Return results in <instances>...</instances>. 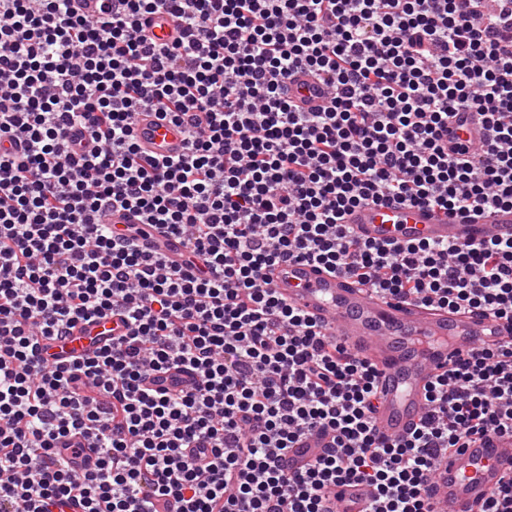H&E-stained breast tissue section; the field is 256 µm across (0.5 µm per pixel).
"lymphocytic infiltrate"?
<instances>
[{
  "mask_svg": "<svg viewBox=\"0 0 512 512\" xmlns=\"http://www.w3.org/2000/svg\"><path fill=\"white\" fill-rule=\"evenodd\" d=\"M494 2L0 0V512H329L352 485L373 491L362 512H438L441 459L512 436V344L456 360L386 438L376 370L266 275L311 261L512 323V239L372 243L342 222L385 201L512 207V0ZM161 11L169 44L141 25ZM299 70L327 106L284 97ZM145 109L184 154L143 155ZM461 111L480 146L443 143ZM109 209L178 236L183 262L111 234ZM110 315L109 343L46 358ZM325 432L332 450L281 468Z\"/></svg>",
  "mask_w": 512,
  "mask_h": 512,
  "instance_id": "f902f5d3",
  "label": "lymphocytic infiltrate"
}]
</instances>
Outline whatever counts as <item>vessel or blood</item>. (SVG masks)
I'll use <instances>...</instances> for the list:
<instances>
[{"label": "vessel or blood", "instance_id": "vessel-or-blood-1", "mask_svg": "<svg viewBox=\"0 0 512 512\" xmlns=\"http://www.w3.org/2000/svg\"><path fill=\"white\" fill-rule=\"evenodd\" d=\"M143 26L159 42L170 40L175 24L169 15H147ZM286 97L305 110L325 105L323 86L308 73L290 77ZM457 134L479 143L484 129L475 113L460 112L451 120ZM137 141L141 150L164 156L182 154L186 137L182 127L145 110L137 116ZM115 230L132 233L143 250L169 260L178 259L183 247L165 229L141 223L127 211L110 212L106 218ZM344 221L362 240L387 242L427 240L431 242H478L490 237L512 236V208H496L480 216L448 215L431 206H407L395 202L362 204L349 210ZM270 285L317 321L327 325L355 355L378 371L379 400L373 423L389 438L406 436L418 422L425 393L435 375L459 356L482 348H496L512 341V325L480 311H451L412 301L382 299L366 286L339 273L307 262L292 261L268 272ZM116 321L100 319L79 325L66 343H52L50 351L66 357L91 350L111 338ZM330 446L328 436L302 440L284 460L288 471L301 468L313 455ZM442 474L432 487L439 512H476L512 474V439L493 438L449 455ZM371 493L363 486L342 488L332 498L333 512H343L346 502L363 506Z\"/></svg>", "mask_w": 512, "mask_h": 512}]
</instances>
